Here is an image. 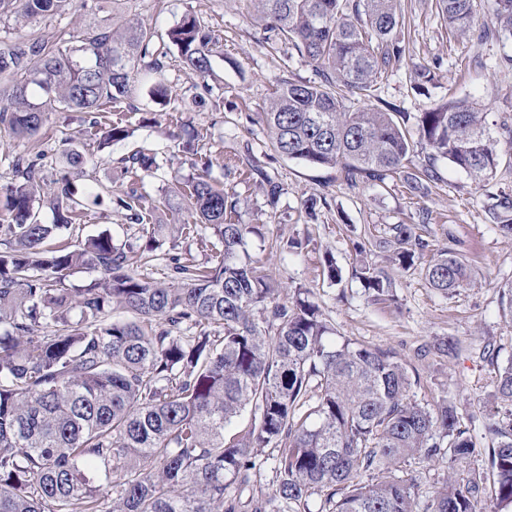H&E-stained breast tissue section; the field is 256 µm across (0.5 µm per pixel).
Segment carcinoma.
I'll return each mask as SVG.
<instances>
[{"mask_svg":"<svg viewBox=\"0 0 512 512\" xmlns=\"http://www.w3.org/2000/svg\"><path fill=\"white\" fill-rule=\"evenodd\" d=\"M264 32L315 67L319 81L281 79L258 119L273 150L317 167L338 168L344 180L382 183L406 168L417 150L428 162L407 177L419 192L438 179L444 159L480 184L496 172L506 140L494 137L487 113L458 98L421 113L418 140L392 112L354 103L406 53L401 0H247ZM491 25L481 36L512 39V0H486ZM70 0H0L28 19L66 10ZM454 37L476 26L475 0H438ZM184 66L210 70L212 30L186 16L166 32ZM75 47L0 40V125L22 140L36 137L53 112H87L110 147L129 129L109 107L129 97L133 73L157 72L166 53L135 17L74 35ZM131 186L112 197L134 224L145 221L140 174L160 167L154 153L123 159ZM209 158L186 184L193 224H151L145 249L130 256L108 233L50 242L79 223L102 195L79 198L68 173L53 177L46 149L12 158L5 193L8 224L0 250V512H240L224 481L251 480L264 448L274 457L271 512H417L414 484L397 476L413 457L448 458L475 452L456 409L413 400L406 367L395 353L331 342L320 307L296 290L280 302L266 276L242 261L251 224L236 221L240 199L208 180ZM226 168L259 177L273 205L282 187L248 157ZM54 223L44 224L39 209ZM512 237V196L488 209ZM394 261L414 265L426 244L409 224L391 228ZM197 237L220 244L202 263L166 258L160 278L146 273L168 239ZM94 272L76 286L70 277ZM428 284L455 293L474 284L453 250L423 268ZM360 279L379 298L390 282L363 265ZM250 422L230 430L245 410ZM491 438L489 472L448 474L432 512H478L491 474L494 512H512V363L499 371L486 402ZM372 473L371 482L359 480Z\"/></svg>","mask_w":512,"mask_h":512,"instance_id":"cac0c4a2","label":"carcinoma"}]
</instances>
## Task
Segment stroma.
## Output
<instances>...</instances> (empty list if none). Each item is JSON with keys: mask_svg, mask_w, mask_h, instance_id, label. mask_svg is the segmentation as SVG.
Returning a JSON list of instances; mask_svg holds the SVG:
<instances>
[{"mask_svg": "<svg viewBox=\"0 0 512 512\" xmlns=\"http://www.w3.org/2000/svg\"><path fill=\"white\" fill-rule=\"evenodd\" d=\"M402 5L409 48L399 67L380 83L372 107L406 114L412 131L419 112L452 97L470 96L487 112L494 135L512 127V41L449 36L436 0H402ZM188 13L219 39L209 73L186 70L176 48H169L162 74L139 70L130 97L114 109L113 119L131 129L126 140L99 149L97 137L88 133L89 117L81 112L53 113L38 135L52 150L75 142L89 160L73 185L81 196L96 188L103 201L83 218L79 234L104 231L118 248L139 253L145 239L138 226L109 204L110 196L129 184L120 172V159L139 151L157 153L163 161L158 171L137 183L146 204L156 207L154 219L191 223L187 201L173 186L192 177L194 157L182 145L197 140L213 156L212 182L242 199L239 222L259 227V234L248 238L244 257L269 275L280 299L292 297L295 289H309L336 341L393 351L408 368L415 400L431 407L451 404L468 423L477 443L475 457L453 468L444 459L416 458L403 468V478L419 489L420 507H427L449 471L462 475L488 460L483 403L497 389L499 370L512 363V238L489 222L486 209L494 198L512 195V168L500 164L495 175L476 185L441 159L437 180L420 195L408 190L405 174L350 187L337 169L277 156L256 114L280 79L314 81L318 75L295 50L267 40L244 0H74L62 15L0 18V38L59 45L69 40L76 24L106 26L116 14L136 17L161 35ZM422 65L436 66L438 78L419 89L414 74ZM158 80L170 90L163 104L150 93ZM234 153L250 154L281 184L276 206H269L259 181L225 169V157ZM320 195L327 203L317 220H309L304 202ZM392 224L415 225L426 244L424 256L445 248L459 253L472 269L474 285L447 295L429 286L420 266L404 269L392 263L381 245ZM329 259L341 271L340 282L326 275ZM366 263L390 280L386 300H373L359 279L357 271ZM449 339L457 349L447 354L440 346ZM256 463L249 486L233 481L227 486V495L240 498L242 512L268 509L272 449L259 453Z\"/></svg>", "mask_w": 512, "mask_h": 512, "instance_id": "35a3bbf8", "label": "stroma"}]
</instances>
